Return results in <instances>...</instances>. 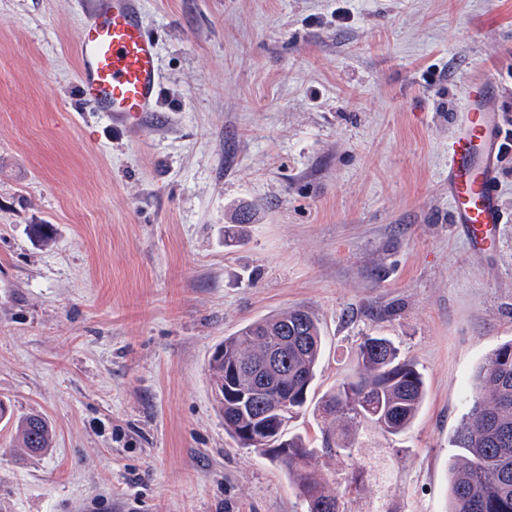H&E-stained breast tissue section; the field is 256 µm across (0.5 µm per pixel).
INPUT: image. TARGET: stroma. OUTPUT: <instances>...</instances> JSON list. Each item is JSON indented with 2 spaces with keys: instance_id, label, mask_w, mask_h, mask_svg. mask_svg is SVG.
<instances>
[{
  "instance_id": "1",
  "label": "stroma",
  "mask_w": 512,
  "mask_h": 512,
  "mask_svg": "<svg viewBox=\"0 0 512 512\" xmlns=\"http://www.w3.org/2000/svg\"><path fill=\"white\" fill-rule=\"evenodd\" d=\"M160 52L138 127L77 92L81 0H0V512H301L225 432L208 359L290 307L325 339L288 431L367 336L414 360L406 432L320 464L347 512H447L472 377L512 341V0H143ZM504 150L498 244L451 222L448 145L475 78ZM241 239L224 238L238 211ZM17 428L23 439L24 447L31 452H40L51 448L53 431L48 421L38 414L19 417Z\"/></svg>"
}]
</instances>
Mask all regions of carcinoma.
I'll use <instances>...</instances> for the list:
<instances>
[{"mask_svg": "<svg viewBox=\"0 0 512 512\" xmlns=\"http://www.w3.org/2000/svg\"><path fill=\"white\" fill-rule=\"evenodd\" d=\"M322 345L317 320L303 309H287L224 337L208 372L214 392L221 394L215 401L224 431L285 469L304 512H345L316 463L351 456L365 423L388 436L405 432L423 405L425 384L417 364L400 357L391 340L365 337L352 374L320 400L323 427L316 446L286 433V426L307 402ZM16 424L29 451L51 447L52 427L42 416L26 415ZM450 445L459 453L450 467L449 512H512V342L475 372L468 411Z\"/></svg>", "mask_w": 512, "mask_h": 512, "instance_id": "obj_1", "label": "carcinoma"}]
</instances>
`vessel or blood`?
Masks as SVG:
<instances>
[{
    "label": "vessel or blood",
    "instance_id": "vessel-or-blood-1",
    "mask_svg": "<svg viewBox=\"0 0 512 512\" xmlns=\"http://www.w3.org/2000/svg\"><path fill=\"white\" fill-rule=\"evenodd\" d=\"M77 57L78 92L93 111L132 124L154 111L161 83L158 51L143 26L139 0H88ZM496 90L489 75L471 86L448 150L451 220L482 249L494 244L504 220L495 191L501 136L487 107Z\"/></svg>",
    "mask_w": 512,
    "mask_h": 512
}]
</instances>
